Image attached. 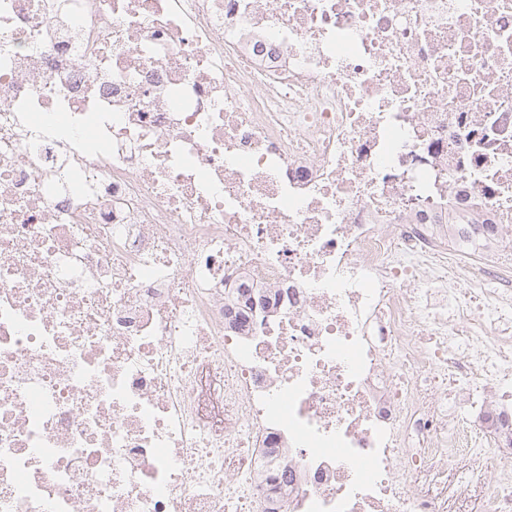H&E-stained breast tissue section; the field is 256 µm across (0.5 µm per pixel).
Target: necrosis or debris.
<instances>
[{
	"label": "necrosis or debris",
	"mask_w": 512,
	"mask_h": 512,
	"mask_svg": "<svg viewBox=\"0 0 512 512\" xmlns=\"http://www.w3.org/2000/svg\"><path fill=\"white\" fill-rule=\"evenodd\" d=\"M512 0H0V512H512Z\"/></svg>",
	"instance_id": "4bbe7bcc"
}]
</instances>
